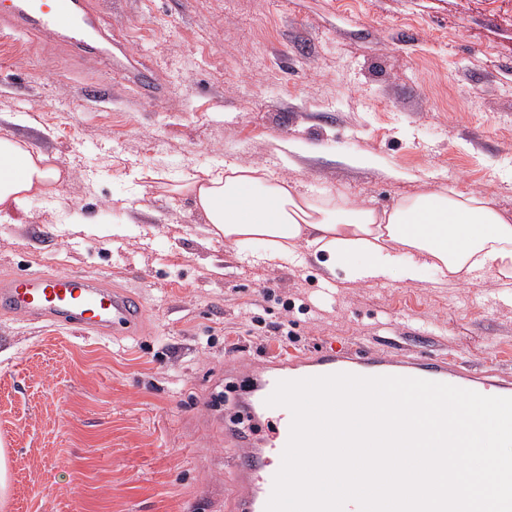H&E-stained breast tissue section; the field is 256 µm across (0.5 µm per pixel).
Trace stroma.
<instances>
[{"instance_id": "35a3bbf8", "label": "stroma", "mask_w": 512, "mask_h": 512, "mask_svg": "<svg viewBox=\"0 0 512 512\" xmlns=\"http://www.w3.org/2000/svg\"><path fill=\"white\" fill-rule=\"evenodd\" d=\"M95 52L0 39V115L59 192L0 218V276L62 270L141 298L139 335L0 312V512H224L228 367L354 343L512 376L491 281L351 284L204 233L184 185L219 163L388 209L442 185L512 217V0H94ZM164 88L150 100L134 76ZM304 152L289 155L288 143ZM377 158L375 168L346 159ZM293 321L294 339L275 333Z\"/></svg>"}]
</instances>
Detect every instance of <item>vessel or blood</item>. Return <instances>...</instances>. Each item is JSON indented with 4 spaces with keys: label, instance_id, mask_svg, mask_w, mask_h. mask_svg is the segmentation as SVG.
Returning <instances> with one entry per match:
<instances>
[{
    "label": "vessel or blood",
    "instance_id": "b4317fda",
    "mask_svg": "<svg viewBox=\"0 0 512 512\" xmlns=\"http://www.w3.org/2000/svg\"><path fill=\"white\" fill-rule=\"evenodd\" d=\"M92 0H0V36L17 29L52 42L67 34L81 51L91 45L83 21ZM0 311L28 323H46L91 330L108 336H129L144 316L141 299L110 287L104 278L64 272L15 273L0 277ZM257 377L247 379L248 398L266 400L282 380L335 373L364 377L421 378L473 390L486 396L512 397V379L495 373L460 369L453 359L423 354H392L362 345L336 354L318 351L290 362H261ZM290 421L280 424L270 445L250 448L236 461L224 498L229 512H265L274 476L290 435Z\"/></svg>",
    "mask_w": 512,
    "mask_h": 512
}]
</instances>
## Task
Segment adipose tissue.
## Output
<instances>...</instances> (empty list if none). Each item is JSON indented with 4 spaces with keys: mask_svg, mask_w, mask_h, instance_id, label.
Masks as SVG:
<instances>
[{
    "mask_svg": "<svg viewBox=\"0 0 512 512\" xmlns=\"http://www.w3.org/2000/svg\"><path fill=\"white\" fill-rule=\"evenodd\" d=\"M0 167L25 172L18 181L0 177V213L56 192L57 169L12 137H0ZM189 189L210 235L238 246L261 244L271 264L306 247L325 253L327 270L349 283L394 275L418 282L428 269L439 273L442 287L474 282L486 271L512 278V218L452 188L378 211L318 202L263 169L219 164L193 177Z\"/></svg>",
    "mask_w": 512,
    "mask_h": 512,
    "instance_id": "obj_1",
    "label": "adipose tissue"
}]
</instances>
